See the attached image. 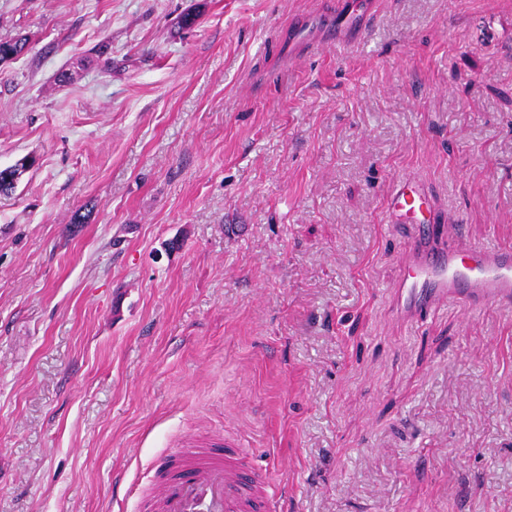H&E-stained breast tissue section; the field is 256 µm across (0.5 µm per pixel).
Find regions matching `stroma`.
Returning a JSON list of instances; mask_svg holds the SVG:
<instances>
[{
  "label": "stroma",
  "mask_w": 512,
  "mask_h": 512,
  "mask_svg": "<svg viewBox=\"0 0 512 512\" xmlns=\"http://www.w3.org/2000/svg\"><path fill=\"white\" fill-rule=\"evenodd\" d=\"M335 5L0 0L30 39L0 169L33 160L0 192V512H135L222 432L288 512H512V310L402 320L384 220L412 174L512 242V0H377L298 55ZM368 0H337L336 11L320 21L328 29L329 40L332 43H348L361 37L366 29L365 11Z\"/></svg>",
  "instance_id": "stroma-1"
}]
</instances>
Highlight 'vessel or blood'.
<instances>
[{
    "instance_id": "obj_1",
    "label": "vessel or blood",
    "mask_w": 512,
    "mask_h": 512,
    "mask_svg": "<svg viewBox=\"0 0 512 512\" xmlns=\"http://www.w3.org/2000/svg\"><path fill=\"white\" fill-rule=\"evenodd\" d=\"M367 0H336L322 21L328 41L348 43L366 29ZM385 217L412 224L415 237L399 257L398 313L417 323L446 304L466 312L487 304L512 307V245L460 244L442 223L418 178L392 187ZM272 474L231 436L184 439L158 462L140 512H279Z\"/></svg>"
}]
</instances>
